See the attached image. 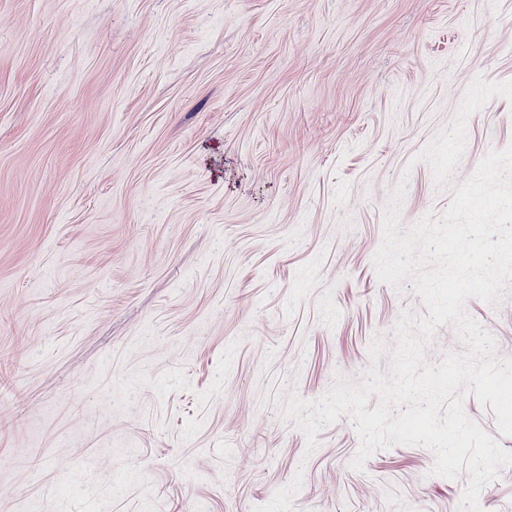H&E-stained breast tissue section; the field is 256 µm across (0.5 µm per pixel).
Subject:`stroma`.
Returning <instances> with one entry per match:
<instances>
[{
	"mask_svg": "<svg viewBox=\"0 0 512 512\" xmlns=\"http://www.w3.org/2000/svg\"><path fill=\"white\" fill-rule=\"evenodd\" d=\"M511 147L512 0H0V512H458L285 408L427 315L398 182L409 228ZM464 311L512 358V287Z\"/></svg>",
	"mask_w": 512,
	"mask_h": 512,
	"instance_id": "obj_1",
	"label": "stroma"
}]
</instances>
